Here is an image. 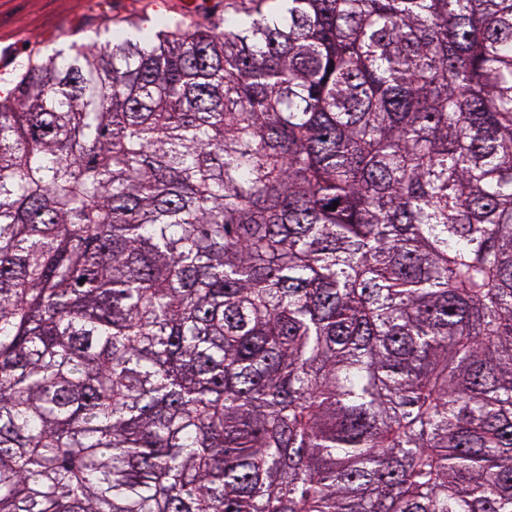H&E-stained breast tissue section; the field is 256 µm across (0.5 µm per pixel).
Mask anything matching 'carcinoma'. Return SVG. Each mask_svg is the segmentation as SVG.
I'll return each instance as SVG.
<instances>
[{
    "mask_svg": "<svg viewBox=\"0 0 512 512\" xmlns=\"http://www.w3.org/2000/svg\"><path fill=\"white\" fill-rule=\"evenodd\" d=\"M0 512H512V0H225L31 56Z\"/></svg>",
    "mask_w": 512,
    "mask_h": 512,
    "instance_id": "obj_1",
    "label": "carcinoma"
}]
</instances>
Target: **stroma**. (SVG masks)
<instances>
[{"instance_id": "1", "label": "stroma", "mask_w": 512, "mask_h": 512, "mask_svg": "<svg viewBox=\"0 0 512 512\" xmlns=\"http://www.w3.org/2000/svg\"><path fill=\"white\" fill-rule=\"evenodd\" d=\"M186 0H0V78L26 64L30 51L104 40L125 20L181 12Z\"/></svg>"}]
</instances>
